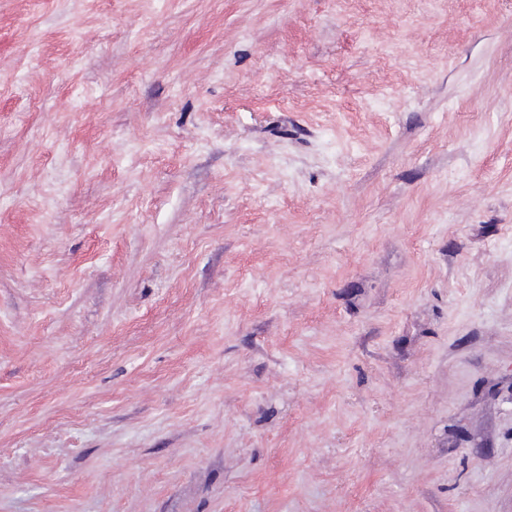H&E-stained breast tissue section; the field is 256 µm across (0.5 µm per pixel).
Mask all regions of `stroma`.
I'll list each match as a JSON object with an SVG mask.
<instances>
[{
    "mask_svg": "<svg viewBox=\"0 0 512 512\" xmlns=\"http://www.w3.org/2000/svg\"><path fill=\"white\" fill-rule=\"evenodd\" d=\"M0 512H512V0H0Z\"/></svg>",
    "mask_w": 512,
    "mask_h": 512,
    "instance_id": "stroma-1",
    "label": "stroma"
}]
</instances>
